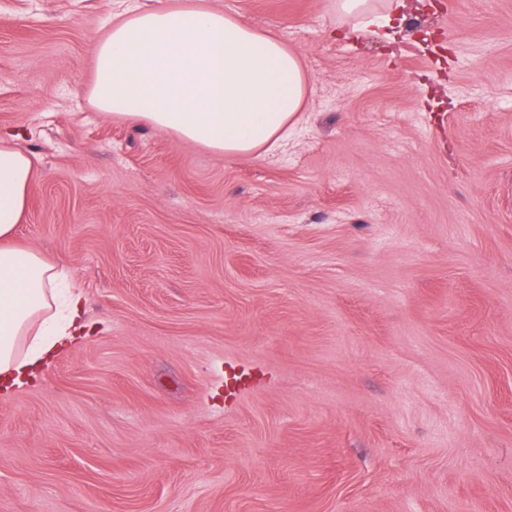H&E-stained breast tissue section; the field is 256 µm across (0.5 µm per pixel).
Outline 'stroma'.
<instances>
[{"label": "stroma", "instance_id": "1", "mask_svg": "<svg viewBox=\"0 0 512 512\" xmlns=\"http://www.w3.org/2000/svg\"><path fill=\"white\" fill-rule=\"evenodd\" d=\"M175 2L0 0L15 243L91 328L0 390V512H512V0H209L309 78L258 157L91 104L92 42ZM388 12L381 15L370 14L369 0H336V12L344 14H368L365 22L366 26L377 25L379 28H385L391 24L392 16L399 15L405 8L403 0H388Z\"/></svg>", "mask_w": 512, "mask_h": 512}]
</instances>
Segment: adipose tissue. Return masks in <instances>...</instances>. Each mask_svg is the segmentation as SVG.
Instances as JSON below:
<instances>
[{
    "instance_id": "1",
    "label": "adipose tissue",
    "mask_w": 512,
    "mask_h": 512,
    "mask_svg": "<svg viewBox=\"0 0 512 512\" xmlns=\"http://www.w3.org/2000/svg\"><path fill=\"white\" fill-rule=\"evenodd\" d=\"M89 99L229 156L272 151L310 91L281 40L207 0L121 14L93 42ZM36 165L0 137V388L21 385L82 336L83 292L65 269L15 244Z\"/></svg>"
}]
</instances>
